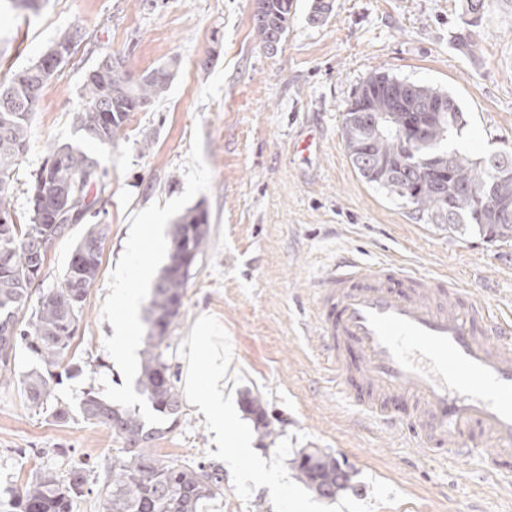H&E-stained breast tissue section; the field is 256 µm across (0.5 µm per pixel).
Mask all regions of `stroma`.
Listing matches in <instances>:
<instances>
[{
    "label": "stroma",
    "mask_w": 512,
    "mask_h": 512,
    "mask_svg": "<svg viewBox=\"0 0 512 512\" xmlns=\"http://www.w3.org/2000/svg\"><path fill=\"white\" fill-rule=\"evenodd\" d=\"M311 2L294 0L274 54L255 31V0H45L35 13L0 9V79L37 61L59 33L81 32L44 90L10 185L23 224L31 173L52 146L75 139L88 72L106 57L135 77L176 63L167 92L130 113L123 138L90 148L108 171L92 208L108 233L71 348L80 370L54 385L47 408H32L19 378L38 360L18 349L12 378L0 381V512H13L15 491L43 470L64 484L84 463L98 487L120 453L110 429L78 415L55 421L51 406L77 407L91 390L153 420L137 375L112 346L122 322L112 292L132 239L159 241L152 267L161 270L171 225L195 205L207 211L210 235L165 355L181 373L198 319L209 317L236 372L229 427H247L250 454L264 466L243 477L229 463L234 442L216 448L207 423L184 405L178 425L153 448L165 460L220 467L224 495L203 512H512V472L490 469L488 449L422 457L406 430L376 428L330 388L313 342L312 298L332 264L353 256L445 272L478 301L512 307V242L490 243L419 217L357 174L342 137L354 92L381 69L457 100L468 121L456 142L462 153L512 150V4L483 21L478 48L466 55L451 39L460 0H333L318 24L309 20ZM85 230L73 225L56 242L37 291L60 286ZM248 397L267 410L273 436L256 429ZM304 448L344 461L354 490L333 501L307 490L292 465Z\"/></svg>",
    "instance_id": "obj_1"
}]
</instances>
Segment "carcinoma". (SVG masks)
<instances>
[{"mask_svg":"<svg viewBox=\"0 0 512 512\" xmlns=\"http://www.w3.org/2000/svg\"><path fill=\"white\" fill-rule=\"evenodd\" d=\"M255 30L265 47L280 44L288 31L293 0H258ZM499 0H463L462 26L454 34L457 48L475 54L474 28L481 24ZM79 31L66 30L39 59L0 80V378L12 373L17 349L24 346L41 367L23 375L20 382L30 402L40 405L62 381L78 368L68 359L83 318L86 297L95 282L107 236L105 227L90 225L76 243L61 285L38 296L29 312L32 286L41 275L29 241L46 237L58 241L68 228L57 221L58 194L64 187L79 196L83 211L91 210V190L102 191L106 176L100 161L81 148V143L113 145L123 133L130 113L141 103L154 102L169 88L172 60L154 68L138 82L114 68L91 70L82 86V108L74 115L80 142L57 144L40 167L29 188V221L15 220L9 192L22 155L27 151L31 119L52 75L48 74L51 51L67 49ZM406 97L397 98L399 89ZM443 103L446 118L428 125L424 134L403 138L400 131L425 121L426 103ZM107 108L111 119L101 122ZM387 112L395 131H375L376 115ZM467 125L465 113L447 92L432 86L400 80L373 71L360 85L343 116V138L352 166L366 183L387 190L411 205L413 211L435 223L471 231L488 242L512 240V155H493L473 160L454 145ZM486 194L508 207V217L481 208L477 197ZM206 211L196 205L172 224V253L158 277L147 308L146 335L138 384L154 414L168 423H149L139 409L116 407L95 392L81 400L78 412L91 424L112 430L124 448L112 459V474L98 490L88 487L87 469L79 467L69 482L59 483L41 471L15 496V512H72L74 500L92 492L103 501V512H201L205 502L224 495L221 470L200 462L189 465L166 461L151 444L172 431L182 403L165 358L169 329L184 305L190 271L208 242ZM246 411L255 416L261 434L272 430L256 399H246ZM299 481L320 498L333 500L352 488V473L340 461L319 450H303L294 459Z\"/></svg>","mask_w":512,"mask_h":512,"instance_id":"1","label":"carcinoma"}]
</instances>
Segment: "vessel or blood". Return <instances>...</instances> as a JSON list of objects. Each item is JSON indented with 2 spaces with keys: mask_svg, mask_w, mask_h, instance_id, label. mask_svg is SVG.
I'll use <instances>...</instances> for the list:
<instances>
[{
  "mask_svg": "<svg viewBox=\"0 0 512 512\" xmlns=\"http://www.w3.org/2000/svg\"><path fill=\"white\" fill-rule=\"evenodd\" d=\"M318 346L336 390L424 455L491 445L512 471V316L447 276L340 258L315 295Z\"/></svg>",
  "mask_w": 512,
  "mask_h": 512,
  "instance_id": "1",
  "label": "vessel or blood"
}]
</instances>
